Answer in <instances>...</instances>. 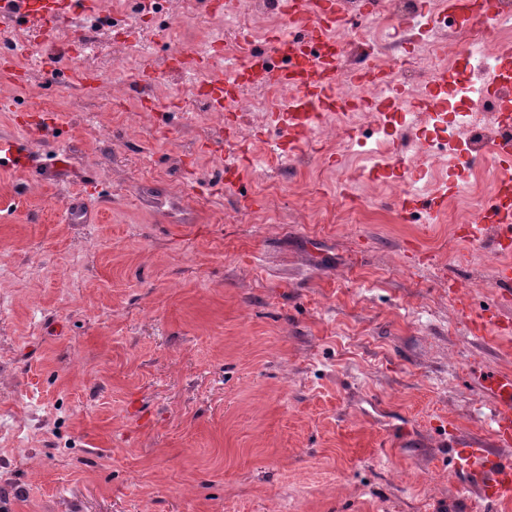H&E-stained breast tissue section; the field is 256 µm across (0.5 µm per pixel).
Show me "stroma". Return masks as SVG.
I'll return each instance as SVG.
<instances>
[{
	"mask_svg": "<svg viewBox=\"0 0 512 512\" xmlns=\"http://www.w3.org/2000/svg\"><path fill=\"white\" fill-rule=\"evenodd\" d=\"M111 23L97 93L32 52L0 77V512H488L461 493L448 438L490 440L476 379L512 371V336L474 338L462 308L500 304L497 255L455 225L398 218L385 180L345 203L343 142L274 153L269 115L239 153L202 135L176 51L220 17ZM143 64L112 67L116 25ZM155 111H123L141 70ZM71 170L46 180L56 148Z\"/></svg>",
	"mask_w": 512,
	"mask_h": 512,
	"instance_id": "stroma-1",
	"label": "stroma"
}]
</instances>
